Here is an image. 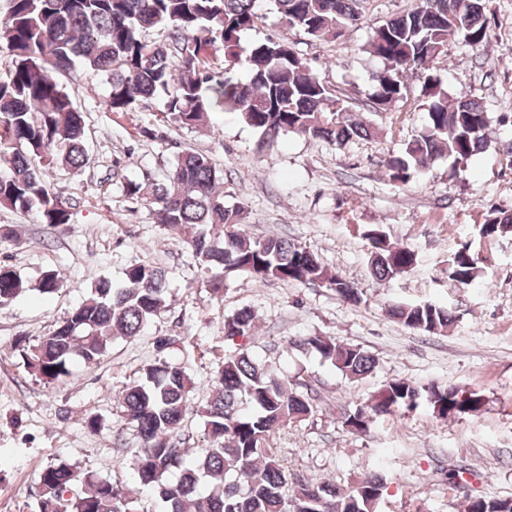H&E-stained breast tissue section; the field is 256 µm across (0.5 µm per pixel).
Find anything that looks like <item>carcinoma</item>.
Segmentation results:
<instances>
[{"label": "carcinoma", "mask_w": 512, "mask_h": 512, "mask_svg": "<svg viewBox=\"0 0 512 512\" xmlns=\"http://www.w3.org/2000/svg\"><path fill=\"white\" fill-rule=\"evenodd\" d=\"M0 22V44L11 65L0 72V206L35 209L42 223H71L69 204L45 177V167L82 169L88 161L84 113L55 77L76 64L104 73L110 85L106 105L130 112L139 101L165 96V112L179 128L194 129L212 112H232L260 133L268 148L289 132L343 146L372 133L371 124L351 112L331 88L284 40L255 42L246 56L241 37L257 28L256 0H9ZM281 19L313 39L343 40L362 20L360 0H274ZM489 0H418L408 12L373 29L367 52L382 62L372 74L370 99L383 109L400 99L404 78L423 79L425 122L397 155L386 161V176L405 185L441 156L456 166L491 144V123L477 99L451 96L437 64L458 37L478 50L489 40ZM160 27L163 40L148 38ZM224 50V68L209 57ZM221 171L205 154L184 150L165 179L129 181L126 195L155 205L153 214L173 239L186 246L196 264L211 273L209 287L223 293L224 276L243 273L255 281L321 284L357 304L362 292L327 268L306 246L274 235L250 236L241 212L224 204ZM479 238L512 236V210L490 206L476 225ZM368 241L370 273L389 281L413 268L417 252L394 245L373 225ZM486 276L472 244L448 259V279L468 287ZM62 276L48 271L36 290L53 294ZM30 290L14 270L0 275V306ZM166 273L151 263L128 267L122 282L101 277L89 298L39 344L21 349L24 366L52 383L70 374L74 361L96 367L112 342L132 339L167 307ZM388 315L423 333L454 322L448 308L431 302L396 303ZM224 341L234 351L208 382L198 410L205 446L189 453L178 432L196 382L184 363L158 358L118 395L122 419L136 433L139 450L131 469L137 484L164 503L167 512H377L386 478L370 473L357 485L300 478L274 446L280 429L320 412L323 400L297 390L251 346L255 313L246 307L224 317ZM314 351L350 379L377 367L362 347L334 336L290 341ZM428 407L436 417L469 418L482 413L476 390L407 379L383 384L364 404L345 413L342 424L366 433L397 413ZM35 512H138L137 498L119 483L98 478L59 459L41 474ZM465 512H512V497L465 495Z\"/></svg>", "instance_id": "1"}]
</instances>
